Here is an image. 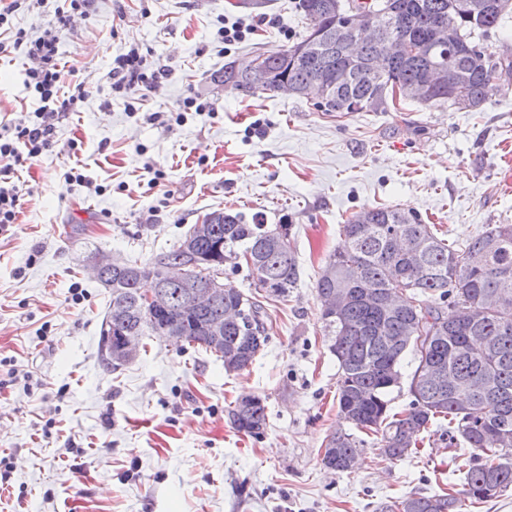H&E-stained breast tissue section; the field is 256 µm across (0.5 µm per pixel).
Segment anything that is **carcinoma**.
Instances as JSON below:
<instances>
[{
	"mask_svg": "<svg viewBox=\"0 0 512 512\" xmlns=\"http://www.w3.org/2000/svg\"><path fill=\"white\" fill-rule=\"evenodd\" d=\"M324 0H299L310 27L288 49L271 54L265 73L251 78L232 62L224 67V82L254 95L274 92L280 78L296 88L321 83L334 71L336 101L377 98L373 111L385 112L394 91L418 83L428 68L441 66L446 83L418 102L480 109L497 90L498 71L512 73V60L496 59L478 41L496 28L512 0H484V11L471 15L465 0H392L396 12L376 16V25L412 47L411 53L379 64L376 40L356 39L358 53H342L335 38L344 18L327 12ZM443 32L457 51L433 48ZM213 216L210 238L197 241L187 232L178 246L151 264L132 261L126 270L104 268L98 281L111 291L110 304H122L128 315L121 326L136 336L157 335L156 323L142 309L144 274L164 262L192 264L189 281L166 288L169 308L162 321L168 336L202 348L238 372L253 364L268 343L265 310L253 296L227 284L206 309L192 306L191 291L208 275L198 268L206 256L249 255V269L270 296L284 297L296 286L298 267L288 237V225L251 224L240 213L221 210ZM343 250L328 255L316 281L317 294L344 284L347 298L341 317L325 319L330 349L339 366L338 408L355 432L339 430L325 443L324 466L346 472L364 440L357 433L380 436V456L401 460L417 447L418 438L438 420L448 446L471 448L477 463L463 472L461 488L446 494L408 496L385 506V512H462L464 506L485 503L512 488V308L500 312L486 304L494 294L512 303V224H495L485 234L447 243L415 213L375 207L343 225ZM418 238V260L407 257L399 242ZM487 251L478 267L473 253ZM397 288L409 290L412 302L393 312L383 303ZM242 307L244 317L231 321L229 309ZM224 323V345L213 344L210 324ZM409 374V408L392 411V393L401 384L403 364ZM233 428L258 437L268 423L266 400L254 395L235 401Z\"/></svg>",
	"mask_w": 512,
	"mask_h": 512,
	"instance_id": "carcinoma-1",
	"label": "carcinoma"
}]
</instances>
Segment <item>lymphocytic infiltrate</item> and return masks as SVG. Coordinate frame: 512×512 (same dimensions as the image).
I'll use <instances>...</instances> for the list:
<instances>
[{"label": "lymphocytic infiltrate", "mask_w": 512, "mask_h": 512, "mask_svg": "<svg viewBox=\"0 0 512 512\" xmlns=\"http://www.w3.org/2000/svg\"><path fill=\"white\" fill-rule=\"evenodd\" d=\"M47 0H8L0 7V30L9 32V40H0V52L23 48L32 65L25 85L37 101L27 121L6 127L0 133V231L14 224L21 207V189L16 183L20 169L41 156L54 144L55 123L70 112L79 111L88 93L83 83L64 91L62 66L58 58L59 34L70 29L75 16L84 15L90 0H57L52 28L31 35L13 28L12 17L19 11H32ZM169 75L168 70H148L138 45H131L117 57L109 71L112 90L147 98Z\"/></svg>", "instance_id": "f902f5d3"}]
</instances>
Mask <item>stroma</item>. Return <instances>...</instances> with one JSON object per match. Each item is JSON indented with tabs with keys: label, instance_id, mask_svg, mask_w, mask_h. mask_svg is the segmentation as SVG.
<instances>
[{
	"label": "stroma",
	"instance_id": "obj_1",
	"mask_svg": "<svg viewBox=\"0 0 512 512\" xmlns=\"http://www.w3.org/2000/svg\"><path fill=\"white\" fill-rule=\"evenodd\" d=\"M233 22L254 30L223 45L216 32ZM308 28L298 0H93L61 34L89 97L23 170L21 212L0 234V512H379L458 484L474 452L452 454L433 424L404 460H381L370 439L351 471L322 465L343 423L315 283L343 224L369 208L418 213L447 240L512 224V75L478 112L403 100L328 115L301 96L223 86L226 62ZM134 42L172 74L132 114L107 72ZM27 67L22 50L0 55V126L36 107ZM190 95L211 111L180 113ZM78 164L89 185L66 183ZM215 210L290 226L299 279L287 296L224 269L266 311L264 350L229 374L183 340L144 336L133 360L103 366L110 291L82 257L151 263ZM246 394L268 406L258 439L228 417Z\"/></svg>",
	"mask_w": 512,
	"mask_h": 512
}]
</instances>
